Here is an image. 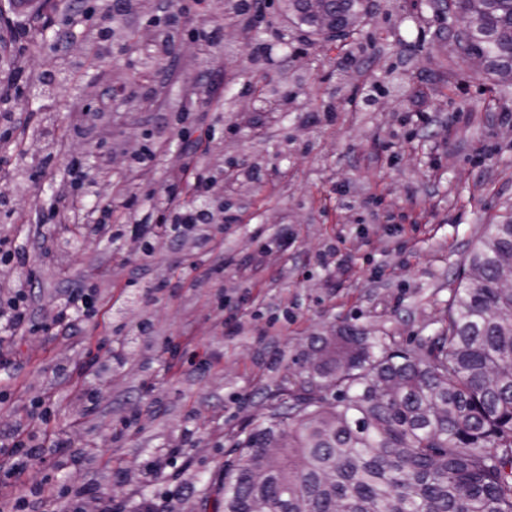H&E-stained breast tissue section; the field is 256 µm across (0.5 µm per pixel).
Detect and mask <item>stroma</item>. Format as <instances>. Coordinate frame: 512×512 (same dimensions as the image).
Returning <instances> with one entry per match:
<instances>
[{"mask_svg": "<svg viewBox=\"0 0 512 512\" xmlns=\"http://www.w3.org/2000/svg\"><path fill=\"white\" fill-rule=\"evenodd\" d=\"M361 16L357 39H304L303 55L268 63L243 28L226 22V0L207 19L224 25L212 67L222 103L202 95L192 45L173 61L166 104L191 102L221 141L220 161L257 170L224 189L232 223L223 248H170L133 258L110 242L88 245L90 260L66 267L30 253L36 308L76 285L98 288L96 309L73 336L17 339L16 367L0 371V435L33 411L69 447L46 448L18 480H51L87 491L85 512L111 498L122 512L152 500L157 512H203L227 452L265 422L272 395L295 388L294 358L312 337L339 325L416 348L446 330L459 272L488 225L512 218V87L460 64L427 0H381ZM82 66L52 104L65 120L90 84L132 74L134 51L93 58L82 36L71 44ZM374 102L355 103L363 84ZM430 115L427 125L413 112ZM155 107L117 102L112 140L168 135ZM166 147L149 179H127L128 196L161 209ZM335 250L344 270L323 266ZM227 261L223 281L201 285ZM173 289L153 295L152 277ZM93 356L83 374L61 363ZM96 400L83 414L72 388ZM168 458L164 472L146 461Z\"/></svg>", "mask_w": 512, "mask_h": 512, "instance_id": "stroma-1", "label": "stroma"}]
</instances>
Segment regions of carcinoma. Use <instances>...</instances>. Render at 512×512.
I'll use <instances>...</instances> for the list:
<instances>
[{"mask_svg":"<svg viewBox=\"0 0 512 512\" xmlns=\"http://www.w3.org/2000/svg\"><path fill=\"white\" fill-rule=\"evenodd\" d=\"M465 47L512 84V0H451ZM311 27L307 0H288ZM360 0H336L354 29ZM512 222L490 224L460 274L448 328L415 350L344 326L299 354L305 376L236 443L222 512H512Z\"/></svg>","mask_w":512,"mask_h":512,"instance_id":"carcinoma-1","label":"carcinoma"}]
</instances>
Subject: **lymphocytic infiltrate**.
Masks as SVG:
<instances>
[{"label":"lymphocytic infiltrate","instance_id":"lymphocytic-infiltrate-1","mask_svg":"<svg viewBox=\"0 0 512 512\" xmlns=\"http://www.w3.org/2000/svg\"><path fill=\"white\" fill-rule=\"evenodd\" d=\"M10 13L18 22L12 27L13 41L25 45L32 30L47 25L51 17L45 0H9ZM68 29L57 37L52 62L28 75L26 61H19L15 79L0 81V101L21 95L23 85L35 82L47 99H55L68 83L67 74L58 66L70 44V30L84 34L95 54L114 51L117 44L115 21L157 15L160 29L141 54V63L133 75L107 79L93 89L95 109L77 104L68 113L66 125H59L52 111L39 115L13 108L0 113V208L11 212L18 224H52L55 237L33 233L32 251L52 255L58 265H66L80 250L75 243L78 227L85 224L98 238L120 242L123 250L134 256H151L171 244L190 243L196 249L211 248L213 233L199 221L200 204L206 196L221 198L224 181L220 175L205 171L194 162L197 142L189 130L197 123L190 106L172 113V125L183 139V152L170 164L166 177V202L161 211L142 207L136 199L125 201L121 218L112 210V171L101 169L90 175L85 154L73 149L74 138L92 133L114 102H159V90L167 80L172 47L183 38L196 44L201 60L224 42V27L204 21L207 0H182L180 11H172L168 0H112L111 19H95L91 0H64ZM62 161L63 174L56 189V206L46 211L34 185L55 161ZM21 258L8 229L0 230V351L15 337L25 335L34 326L63 336L74 335L81 313L93 309L98 292L76 287L42 317H34L27 285L17 275ZM43 441L13 431L0 436V508L7 512H27L29 500L53 495V488L39 484L29 490L15 483L27 465L40 458Z\"/></svg>","mask_w":512,"mask_h":512}]
</instances>
